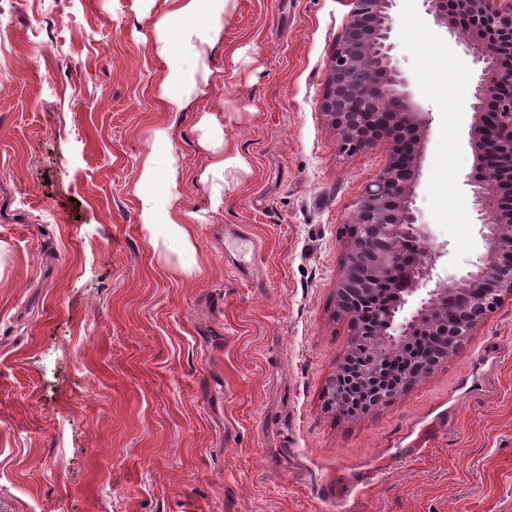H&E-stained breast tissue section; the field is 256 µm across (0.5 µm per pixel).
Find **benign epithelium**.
Here are the masks:
<instances>
[{"label": "benign epithelium", "instance_id": "benign-epithelium-1", "mask_svg": "<svg viewBox=\"0 0 512 512\" xmlns=\"http://www.w3.org/2000/svg\"><path fill=\"white\" fill-rule=\"evenodd\" d=\"M434 23L463 34L478 76L469 147L474 158L467 175L478 213L485 252L475 269L439 280L410 317L401 309L432 279L436 258L426 225L418 222L412 199L419 175L427 124L407 91L408 80L391 56L389 34L395 0H349L347 25L331 55L322 110L342 145L352 149L388 145L387 165L365 186L350 221L342 276L336 288L338 312L354 316L360 303L379 292L393 294L388 308L368 325V351L345 375L330 406L365 395L375 406L400 391L382 383L387 366L413 330L426 335L466 336L512 295V0H422Z\"/></svg>", "mask_w": 512, "mask_h": 512}]
</instances>
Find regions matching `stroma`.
Returning <instances> with one entry per match:
<instances>
[{
    "label": "stroma",
    "mask_w": 512,
    "mask_h": 512,
    "mask_svg": "<svg viewBox=\"0 0 512 512\" xmlns=\"http://www.w3.org/2000/svg\"><path fill=\"white\" fill-rule=\"evenodd\" d=\"M348 14L236 0L209 97L173 135L180 203L204 216L181 254L139 219L140 158L169 123L153 22L135 0L0 13V512H512L511 297L387 404L326 405L352 336L347 223L388 161L382 143L343 150L322 111ZM391 16L427 119L414 208L435 276L458 277L485 250L466 184L476 70L421 0ZM204 108L233 113L225 139L251 167L216 212ZM238 225L258 244L245 279Z\"/></svg>",
    "instance_id": "35a3bbf8"
}]
</instances>
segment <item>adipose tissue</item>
Wrapping results in <instances>:
<instances>
[{
  "label": "adipose tissue",
  "instance_id": "ef3b65f1",
  "mask_svg": "<svg viewBox=\"0 0 512 512\" xmlns=\"http://www.w3.org/2000/svg\"><path fill=\"white\" fill-rule=\"evenodd\" d=\"M162 11H155V3ZM235 0H137L139 18L155 17L162 31L154 46L163 68L160 77L164 109L171 117L208 96V88L197 82L196 72L208 71L209 51L224 41V28L232 16ZM225 115L201 112L197 128L207 164L199 174L210 194L212 209H220L231 191L236 174L246 172L249 163L225 141ZM140 222L151 242L174 243L190 249V213L180 205V171L173 156L169 130L157 131L153 145L140 161Z\"/></svg>",
  "mask_w": 512,
  "mask_h": 512
}]
</instances>
